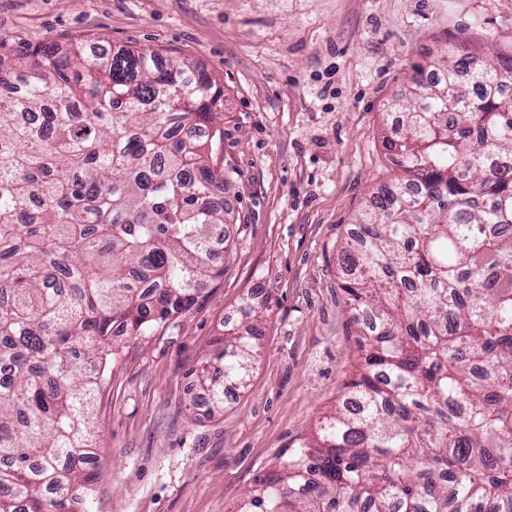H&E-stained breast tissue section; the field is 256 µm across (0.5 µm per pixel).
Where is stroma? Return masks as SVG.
<instances>
[{
  "label": "stroma",
  "mask_w": 512,
  "mask_h": 512,
  "mask_svg": "<svg viewBox=\"0 0 512 512\" xmlns=\"http://www.w3.org/2000/svg\"><path fill=\"white\" fill-rule=\"evenodd\" d=\"M90 40L197 66L224 90L213 165L232 186L222 277L160 334L127 342L92 400V512H233L314 441L357 364L341 255L402 182L384 138L418 69L512 56V0H0V70ZM262 311L249 385L194 402L190 372Z\"/></svg>",
  "instance_id": "1"
}]
</instances>
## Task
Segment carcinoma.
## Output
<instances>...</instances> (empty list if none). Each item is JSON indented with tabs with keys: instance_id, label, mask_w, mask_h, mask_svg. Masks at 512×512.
Listing matches in <instances>:
<instances>
[{
	"instance_id": "carcinoma-1",
	"label": "carcinoma",
	"mask_w": 512,
	"mask_h": 512,
	"mask_svg": "<svg viewBox=\"0 0 512 512\" xmlns=\"http://www.w3.org/2000/svg\"><path fill=\"white\" fill-rule=\"evenodd\" d=\"M442 72L413 79L385 140L405 183L343 250L359 377L235 512H512V59ZM223 108L184 61L84 40L0 74V512H91L108 364L221 274ZM242 316L190 373L216 406L254 365L263 314Z\"/></svg>"
}]
</instances>
